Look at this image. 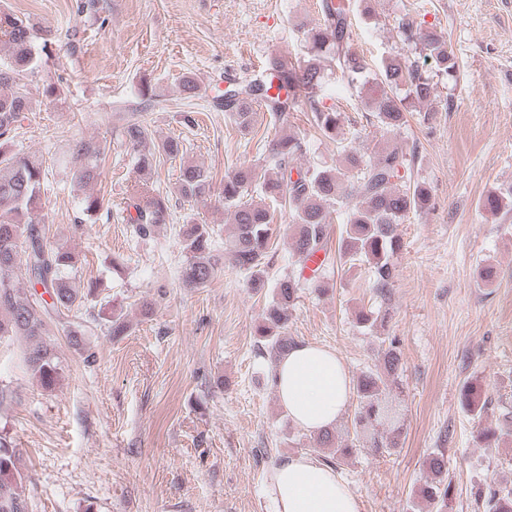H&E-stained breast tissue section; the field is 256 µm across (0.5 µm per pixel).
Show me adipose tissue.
Instances as JSON below:
<instances>
[{
  "label": "adipose tissue",
  "mask_w": 512,
  "mask_h": 512,
  "mask_svg": "<svg viewBox=\"0 0 512 512\" xmlns=\"http://www.w3.org/2000/svg\"><path fill=\"white\" fill-rule=\"evenodd\" d=\"M280 407L308 434L334 426L347 411L353 386L335 351L306 341L271 364ZM266 492L275 512H360V503L335 468L308 453L272 463Z\"/></svg>",
  "instance_id": "ef3b65f1"
}]
</instances>
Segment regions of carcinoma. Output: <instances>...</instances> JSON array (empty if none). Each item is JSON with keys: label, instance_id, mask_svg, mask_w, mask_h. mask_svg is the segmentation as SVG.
I'll return each mask as SVG.
<instances>
[{"label": "carcinoma", "instance_id": "obj_1", "mask_svg": "<svg viewBox=\"0 0 512 512\" xmlns=\"http://www.w3.org/2000/svg\"><path fill=\"white\" fill-rule=\"evenodd\" d=\"M355 7L364 14L368 12L367 0H357L354 5L351 0H322L323 24L307 36V57L295 61L275 58L270 62L271 74L278 80L276 95H268V86L262 81L224 92V108L240 131H253V107L263 100L275 125L288 123L295 104L306 102L313 125L325 136L339 135L343 113L319 106L315 92L324 71L332 65L343 73L367 70L366 61L349 43L347 18ZM398 33L409 50L418 49L425 59L432 60L435 74L419 69L402 53L384 62L380 73L372 78L368 109L378 128L387 134L407 126L412 101L431 103L436 99L433 76L452 77L457 67L454 55L440 37L404 19L398 23ZM0 42L11 52L9 66L0 68V340L24 339L29 370L42 388L51 390L57 385L59 367L53 348L45 340L48 325L70 317L93 293L94 284L76 286L70 277L76 271V255L65 245H52L46 240L44 222L39 218L46 177L43 159L11 149L25 114L33 111L26 79L42 58L52 55L56 34L0 11ZM404 87L408 90L405 97L401 96ZM116 137L137 151L138 172L148 174L158 154L171 161L178 159L182 161L178 194L188 202L213 199L231 212L233 231L225 238L222 253L213 246L210 225L195 215L185 218L180 228L185 253L180 280L185 288H206L219 271L231 267L245 274L252 292L271 293L254 335L259 351L272 359L295 344L288 336V312L306 290L311 288L321 295L326 292L335 262L367 265L375 292L382 296L388 292L396 272L393 257L402 247L398 225L409 214L426 208L431 199L427 184L411 179L413 154L402 147L367 155L345 146L342 166L302 168L295 165L303 151L301 140L284 133L271 141L262 163L240 166L225 175L217 189L203 167L184 162L183 145L177 138L161 142L155 154L139 152L150 137L147 122L129 119L116 128ZM72 151L78 162L73 173L75 182L82 187L98 181L106 145L93 139L79 140ZM103 205V199L93 193L81 198V211L87 216L102 210ZM130 206L135 210L130 222L143 237L170 221L169 197L160 192L136 188L130 195ZM335 206L344 209L345 228L333 251L329 224ZM279 207L288 209L292 217L289 249L294 268L272 281L268 271L273 248L270 224ZM317 256L319 265L310 276H304L308 262ZM38 287L42 291H36ZM24 288L33 292L23 296ZM381 368L380 372L363 373L354 384L357 407L352 418L353 438L339 442L331 429L311 436L313 451L324 454V462L340 463L354 454L359 443L376 453L398 447L403 420L394 378L402 369V355L393 339L383 350ZM461 405L481 420L492 401L484 397L478 384L469 381L462 387ZM510 421L512 414L506 412L502 423L482 428L479 436L512 435ZM425 472L418 497L433 512H447L452 482L448 481L444 454L429 456ZM30 483V476L20 467L18 449L1 434L0 512H29ZM484 506L488 512H512V490H489Z\"/></svg>", "mask_w": 512, "mask_h": 512}]
</instances>
